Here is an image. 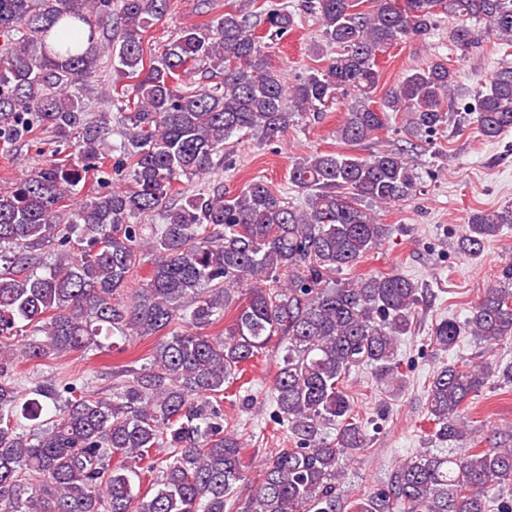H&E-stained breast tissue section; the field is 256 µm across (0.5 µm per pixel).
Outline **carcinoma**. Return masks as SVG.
Here are the masks:
<instances>
[{"mask_svg":"<svg viewBox=\"0 0 512 512\" xmlns=\"http://www.w3.org/2000/svg\"><path fill=\"white\" fill-rule=\"evenodd\" d=\"M304 2L320 19L312 53L327 45L336 55L288 86L263 42L296 26L285 6L256 12L257 0H236L147 59L143 34L168 0H0V146L49 131L58 143L77 138L78 159H51L0 192V512H225L246 474L239 439L224 430L221 396L276 336L287 345L272 403L294 447L263 464L251 512H512L500 499L512 485V448L473 447L462 417L490 376L499 372L512 384V362L440 366L425 390L427 415L434 437L455 450L406 460L383 491L352 502L337 492L344 462L369 443L347 379L368 368L389 390L403 387L398 342L421 296L418 283L399 273L340 283L330 275L389 236L391 225L379 222L375 208L416 195L420 174L403 150L368 158L315 152L292 163L288 182L305 195L301 207L260 179L233 196L176 188L183 177L213 173L234 133L278 140L297 118L321 114L348 91L358 101L336 128L344 143L369 140L392 119L410 137H431L456 121L445 104L457 72L435 58L380 95L379 56L426 36L439 12L482 22L511 41L512 0H373L370 12L357 11L356 0ZM116 17L123 31L114 41ZM453 43L468 54L469 29L457 26ZM103 44L113 72L134 80L108 93L134 187L114 186L64 210L60 203L77 186L112 178L105 157L111 114L94 120L85 102ZM195 71L221 81L183 88ZM130 95L133 107L120 106ZM462 119L489 141L512 129V67L495 73ZM138 217L160 223L136 224ZM508 225L512 204L469 214L459 251L480 256ZM51 242L60 253L39 274V250ZM145 253L153 266L129 293ZM501 280L465 322L436 326L440 349L452 350L466 333L490 348L512 340L511 260ZM242 286L248 297L239 305ZM232 307L224 332L208 333ZM178 320L186 329L168 335ZM25 327L20 348L6 347ZM115 336L160 340L144 362L112 371V393L48 378L28 395L18 391L19 361L37 367L64 353L112 349Z\"/></svg>","mask_w":512,"mask_h":512,"instance_id":"carcinoma-1","label":"carcinoma"}]
</instances>
